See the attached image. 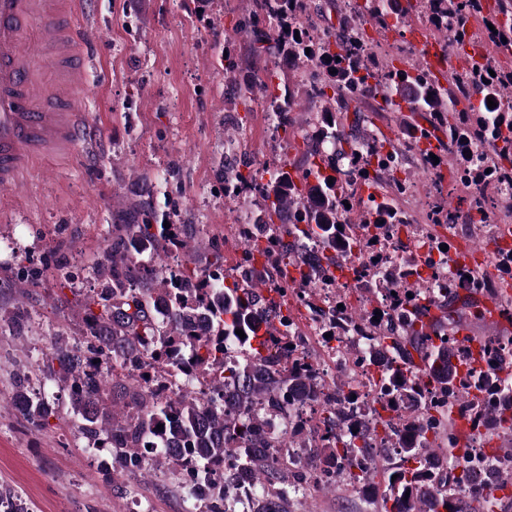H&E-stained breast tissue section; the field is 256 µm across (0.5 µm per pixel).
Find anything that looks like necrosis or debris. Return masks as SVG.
<instances>
[{
	"label": "necrosis or debris",
	"mask_w": 512,
	"mask_h": 512,
	"mask_svg": "<svg viewBox=\"0 0 512 512\" xmlns=\"http://www.w3.org/2000/svg\"><path fill=\"white\" fill-rule=\"evenodd\" d=\"M394 200L400 223L369 226L357 245L338 242V249L347 253L342 267L320 263L322 247L314 239L285 236L274 248L278 254L289 248L301 255L304 275L295 279L288 300L295 303L304 299L314 305L302 328L304 341L299 354L314 365L325 382L319 400L337 403L341 413L337 428L354 431L357 445L381 455L388 449L383 439L385 424L399 425L400 419L382 386L383 375L395 363L385 345L374 337L373 313L396 315L405 306L406 285L417 281L433 297L447 296L452 289L463 293L474 286L468 277L471 265L462 259L455 245L458 226L424 223L427 203L418 186L400 190ZM478 230L488 252L485 287L512 284V222L482 224ZM378 281L395 282L393 293L368 297L367 284ZM361 300L367 303V317L349 320L354 303ZM341 340L356 344V352L337 351ZM122 371L137 375L146 369L143 361L135 360L123 365ZM149 374L151 388L165 397L186 391L197 393L209 386L208 378L188 374L179 367L168 366ZM337 374L346 378L339 391L326 385Z\"/></svg>",
	"instance_id": "1"
}]
</instances>
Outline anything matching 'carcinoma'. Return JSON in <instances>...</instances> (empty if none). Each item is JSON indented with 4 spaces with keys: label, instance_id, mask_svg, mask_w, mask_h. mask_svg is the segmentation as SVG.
I'll list each match as a JSON object with an SVG mask.
<instances>
[{
    "label": "carcinoma",
    "instance_id": "1",
    "mask_svg": "<svg viewBox=\"0 0 512 512\" xmlns=\"http://www.w3.org/2000/svg\"><path fill=\"white\" fill-rule=\"evenodd\" d=\"M249 16L238 23L236 34L252 36L255 56H296L301 66L316 64L324 70L317 85L302 83L304 92L316 103L312 118L314 131L304 136L306 148L293 163L294 172L279 168L264 183L253 181V172L236 165H222L218 178L224 183V197L235 199L237 191L251 185L263 200L258 224L264 226L268 246L278 241L275 220L282 213L296 215L297 224L288 233L322 242L328 266H342V255L332 251L339 227L347 225L351 239L370 224L392 221L396 214L386 206L371 213L361 210L344 216L343 201L349 199L346 185L338 175L352 176L359 170L365 180L380 190H399L402 179L399 160L411 149L404 141L437 142V149L456 150L458 163L448 191L435 184L436 195L425 213L427 224H457L475 216L487 223L488 214L500 205L501 186L512 187V68L500 64L496 56L484 55L464 72L452 71L446 84L431 80L424 67L411 63L398 69L380 61L354 37L358 26L369 23L379 31L406 25L412 14L426 16L437 31L448 19L454 20L451 39L460 51L475 37L469 21L481 19L483 30L501 53L512 51V0H495L489 9L483 0H415L393 10L391 0H365L364 9L339 25L327 26L326 40L318 45L306 40L293 10L294 0H248ZM275 23L266 33L253 27L260 21ZM494 30H489V26ZM227 56L224 74L235 75L242 60L233 42L224 45ZM495 75H490V72ZM405 79H400V76ZM266 84L250 78L235 84V97L242 103L253 101ZM498 106L489 108L487 98ZM395 112L419 115L425 123L405 121L403 138L390 145L394 158L372 164L356 163V145L373 141L384 145L367 126L368 113L383 111L377 99ZM268 108L276 113L292 112L295 89L286 86L265 96ZM464 108H459L461 103ZM490 145L488 167L471 162V149ZM333 183H328V180ZM170 223L166 228L163 223ZM181 225L159 210L154 196L128 202L120 222L112 225L104 245L87 268L104 280L103 288L85 300L82 309L84 345L70 347L55 342L50 358L38 367L44 379L70 388V414L86 445L107 448L112 460L128 476L145 477L155 464L167 466L175 484L189 483L188 476L203 478L229 462L232 474L249 477L258 488L280 489L278 502L255 494L246 512H293L294 499L306 497L334 485L303 470L294 473L276 458L277 438L262 442L257 450L254 428L263 416L278 411L305 409L318 417L322 428L287 447L299 448L314 460L368 455L345 432H336V409L315 408L305 400L290 401L296 391L313 393L320 381L308 366L291 363L297 351L294 330L282 319L257 316L267 304L261 294L263 277L239 269L240 279L226 284L224 257L216 253L203 269L184 267L170 270L162 264L169 245H184ZM425 293L414 291L410 307L401 310L397 323L387 319L377 326L378 338L387 343L393 358L402 363L384 375L385 389L394 396L399 419L411 424L418 408L429 397L445 394L448 400L431 406L430 423L444 436L434 437L425 448H415L404 440L394 441L392 450L370 458L366 472L358 480L371 479L382 472L383 503L388 512H459L455 491L466 481L469 461L459 459L446 470H435L427 456L452 452L460 434L451 432L458 407L469 409L473 427L486 421L495 425L497 438L511 436L509 445L496 448L490 456L492 477L485 492L469 512H512V413L484 407L480 399L483 385L473 392H456L448 361L456 356L455 336L465 330L464 322L482 321L493 302L499 318L512 325V312L505 295L477 288L465 294L451 293L436 301L421 303ZM246 334L240 338L235 330ZM232 343L246 356L237 364H224V344ZM279 346L282 356L270 350ZM148 357L193 372L224 370L202 396L189 392L175 398L156 395L143 375L117 371L125 360ZM427 376L420 384L416 373ZM29 375L13 376V390L23 400L27 421L44 426L56 408L41 393L24 394ZM163 430H157V426ZM503 492L497 496V492ZM0 512H26L22 499L7 487L0 488Z\"/></svg>",
    "mask_w": 512,
    "mask_h": 512
}]
</instances>
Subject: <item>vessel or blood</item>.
<instances>
[{"label":"vessel or blood","instance_id":"1","mask_svg":"<svg viewBox=\"0 0 512 512\" xmlns=\"http://www.w3.org/2000/svg\"><path fill=\"white\" fill-rule=\"evenodd\" d=\"M82 0H0V189L19 190L36 167L70 156L79 142L100 138L78 105L88 79L74 18ZM410 36L431 71L447 59L419 26ZM47 48L46 65L29 52Z\"/></svg>","mask_w":512,"mask_h":512}]
</instances>
